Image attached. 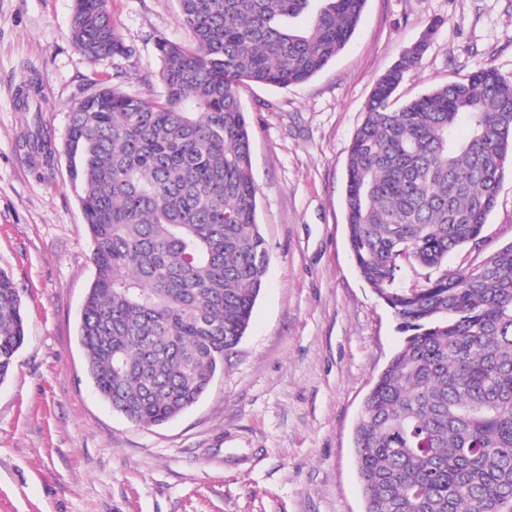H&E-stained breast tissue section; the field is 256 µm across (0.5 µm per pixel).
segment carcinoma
Returning a JSON list of instances; mask_svg holds the SVG:
<instances>
[{"label":"carcinoma","mask_w":512,"mask_h":512,"mask_svg":"<svg viewBox=\"0 0 512 512\" xmlns=\"http://www.w3.org/2000/svg\"><path fill=\"white\" fill-rule=\"evenodd\" d=\"M365 4L179 0L191 44L157 38L158 98L90 78L71 107L70 178L95 267L79 341L95 388L129 421L160 426L197 403L262 288L240 89L315 76ZM71 39L92 63L129 54L108 0H76ZM420 59L407 49L377 81L346 164L355 267L404 336L354 426L364 512H512V243L447 267L481 241L512 170V78L483 68L392 108ZM26 144L53 158L40 119ZM406 266L422 270L413 288ZM25 338L21 295L0 270V383Z\"/></svg>","instance_id":"carcinoma-1"}]
</instances>
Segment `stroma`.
<instances>
[{
    "label": "stroma",
    "mask_w": 512,
    "mask_h": 512,
    "mask_svg": "<svg viewBox=\"0 0 512 512\" xmlns=\"http://www.w3.org/2000/svg\"><path fill=\"white\" fill-rule=\"evenodd\" d=\"M74 0H0V269L27 339L0 383V512H364L353 448L361 406L403 337L359 277L344 218L346 158L379 80L436 32L395 104L494 67L512 78V0H367L346 47L306 83L241 92L269 266L249 328L205 396L162 426L97 394L78 324L95 269L66 154L87 80L155 86L157 37L188 43L177 0H109L130 54L90 63L70 39ZM33 84L56 154L44 163L18 105ZM512 242V175L480 245Z\"/></svg>",
    "instance_id": "1"
}]
</instances>
